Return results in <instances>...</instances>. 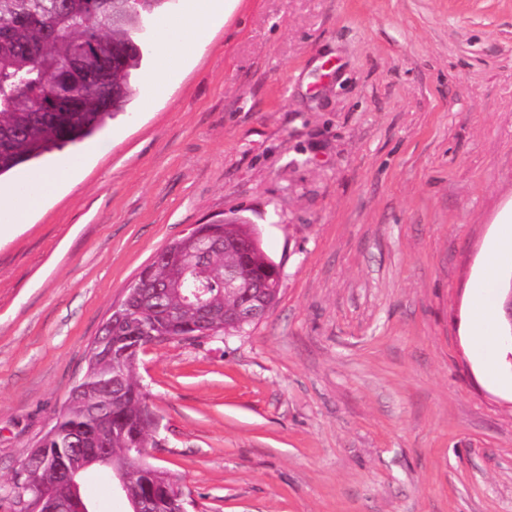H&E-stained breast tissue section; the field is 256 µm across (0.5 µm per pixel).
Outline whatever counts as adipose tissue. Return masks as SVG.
I'll return each mask as SVG.
<instances>
[{"instance_id":"1","label":"adipose tissue","mask_w":512,"mask_h":512,"mask_svg":"<svg viewBox=\"0 0 512 512\" xmlns=\"http://www.w3.org/2000/svg\"><path fill=\"white\" fill-rule=\"evenodd\" d=\"M188 7L157 24L159 48L157 66L142 84L145 102L166 94L173 76L193 58L216 16L226 14L231 0H188ZM78 159L66 160L47 170H34L20 177L19 185L0 191V238L26 221L44 195L55 188L63 175L77 170ZM497 235L490 241L471 297L468 334L470 346L483 368L493 366L496 341L491 316V300L497 280V267L512 256V212L504 213Z\"/></svg>"}]
</instances>
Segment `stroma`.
I'll return each mask as SVG.
<instances>
[{"label": "stroma", "mask_w": 512, "mask_h": 512, "mask_svg": "<svg viewBox=\"0 0 512 512\" xmlns=\"http://www.w3.org/2000/svg\"><path fill=\"white\" fill-rule=\"evenodd\" d=\"M71 152L0 240V485L140 270L241 220L281 268L269 315L135 369L187 512H512V347L490 379L465 331L512 208V0H236Z\"/></svg>", "instance_id": "35a3bbf8"}]
</instances>
